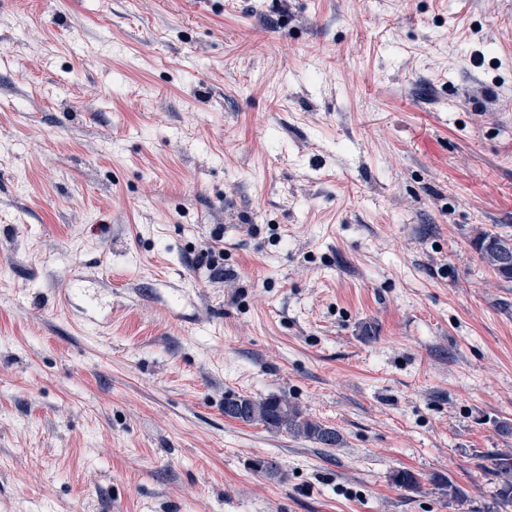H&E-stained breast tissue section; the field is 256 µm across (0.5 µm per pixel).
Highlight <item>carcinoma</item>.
Returning <instances> with one entry per match:
<instances>
[{
  "label": "carcinoma",
  "instance_id": "carcinoma-1",
  "mask_svg": "<svg viewBox=\"0 0 512 512\" xmlns=\"http://www.w3.org/2000/svg\"><path fill=\"white\" fill-rule=\"evenodd\" d=\"M471 245L482 263L500 277L512 279V238L480 231L471 240ZM238 401L246 405V413L231 415L235 420L246 424H260L268 430L285 432L326 448H337L343 443V436L338 429L304 414L298 405L285 396L271 395L254 399L230 394L224 398V406H232ZM481 468L491 470L500 478V487L495 498L496 512H512V454L496 453L487 456ZM390 480L395 485L412 491L421 486L420 476L405 469L393 471ZM432 482L448 494L450 499L458 501L463 497L462 490L447 477L435 475Z\"/></svg>",
  "mask_w": 512,
  "mask_h": 512
}]
</instances>
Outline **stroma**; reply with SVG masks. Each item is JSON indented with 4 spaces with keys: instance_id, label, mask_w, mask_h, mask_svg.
<instances>
[{
    "instance_id": "obj_1",
    "label": "stroma",
    "mask_w": 512,
    "mask_h": 512,
    "mask_svg": "<svg viewBox=\"0 0 512 512\" xmlns=\"http://www.w3.org/2000/svg\"><path fill=\"white\" fill-rule=\"evenodd\" d=\"M480 229L512 236V0H0V512H491ZM220 241V239L213 240L205 250H202L195 258V264L198 266L205 264L213 274L224 272V246L219 244ZM246 405L243 415L227 414L228 406L236 402ZM224 414L246 424H260L266 429L285 432L295 438H303L326 448H337L343 443L341 432L303 413L298 405L285 396L271 395L254 399L229 394L224 398Z\"/></svg>"
}]
</instances>
